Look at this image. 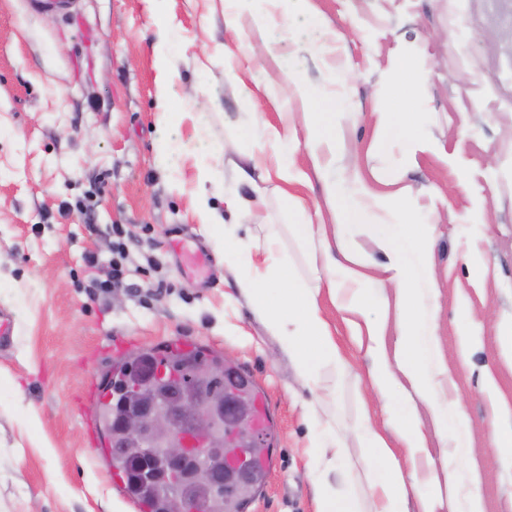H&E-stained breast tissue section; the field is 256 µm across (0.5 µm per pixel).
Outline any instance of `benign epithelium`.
<instances>
[{"mask_svg":"<svg viewBox=\"0 0 512 512\" xmlns=\"http://www.w3.org/2000/svg\"><path fill=\"white\" fill-rule=\"evenodd\" d=\"M184 395L171 403L145 402L139 412L125 417L123 434L144 447L145 468L165 462L161 487L181 486L202 480L209 458H224V472L208 476L210 493L222 496L229 487L238 490V499L245 501L256 488L250 477L254 461L268 455L269 444L264 430L257 423L258 409L249 385L231 376L224 389V444L213 435V420L205 410L206 392L183 384Z\"/></svg>","mask_w":512,"mask_h":512,"instance_id":"obj_1","label":"benign epithelium"}]
</instances>
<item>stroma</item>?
Listing matches in <instances>:
<instances>
[{
    "label": "stroma",
    "mask_w": 512,
    "mask_h": 512,
    "mask_svg": "<svg viewBox=\"0 0 512 512\" xmlns=\"http://www.w3.org/2000/svg\"><path fill=\"white\" fill-rule=\"evenodd\" d=\"M313 15L292 10L291 29L248 30L251 57L224 71L237 40L224 28V0H164L172 26L165 45L178 87L196 90L209 114L214 163L257 153L276 168L242 92L259 98L264 120L293 116L290 144L309 183L292 185L303 208L288 214L268 191L265 221L227 225L235 239L262 248L279 236L280 252L308 279V250L292 224H347L372 295L367 317L321 304L336 329L345 368H324L317 388L301 384L278 337L237 294L249 272L246 254L215 249L197 209L199 159L195 128L179 114L184 149L159 162L158 88L153 45L159 16L145 0H79L76 9H35L31 0H0V312L14 323L0 350V512H138L113 481L109 438L88 430L97 414L91 391L107 383L115 362L171 342L200 348L202 360L240 367L264 393L273 418L272 465L244 512H317V453L310 446L320 415L346 438L349 459L328 480L367 495L368 450L354 427L375 425L379 401L358 385L370 362L354 331L367 322L396 338L398 297L384 287L381 265L404 237L398 205L415 197L412 223L434 237L432 281L419 283L421 319L436 329L432 360L447 366L468 420V447L447 497L462 506L478 488L484 512H512V459L497 431L512 428V0H310ZM333 30L347 70L332 77L308 47ZM283 42L278 62L263 58L265 40ZM415 65V92L402 105L413 132L384 131L377 115L394 100L396 64ZM290 70L324 111L341 115L329 178L364 187L380 200L371 223H347L331 209L311 173L302 105L270 101L266 85ZM95 229H87L84 211ZM131 246L128 282L92 298L97 270L84 255L112 257V227ZM467 336L460 349L459 336Z\"/></svg>",
    "instance_id": "stroma-1"
}]
</instances>
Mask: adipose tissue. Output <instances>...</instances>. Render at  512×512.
I'll list each match as a JSON object with an SVG mask.
<instances>
[{
    "label": "adipose tissue",
    "instance_id": "ef3b65f1",
    "mask_svg": "<svg viewBox=\"0 0 512 512\" xmlns=\"http://www.w3.org/2000/svg\"><path fill=\"white\" fill-rule=\"evenodd\" d=\"M282 3L283 0H224V26L236 30L238 13L244 6L251 10L254 30L263 32L281 26L287 19ZM286 89L304 106L302 116L312 166L315 171H323L328 154L336 150V115L317 111L307 87L292 72L283 74L281 82L267 87L266 92L275 97ZM194 149L202 161L198 196L200 218L214 230L215 247L223 249L228 244L222 234L226 216L245 211L255 219L263 217L265 196L253 176L260 165L254 156H246L237 174L241 181L251 185L252 195L248 198L236 193L227 195L223 209L219 210L211 205L207 190L217 176L211 163L212 147L208 140L201 138ZM288 230L311 253V285H304L292 276L287 287L270 293L265 278L281 274L283 265L275 256L274 246L268 244L263 248L265 274L239 278L237 286L268 330L281 339L297 379L313 387L324 366L343 360L319 305L320 293H327L337 311L342 313H365L370 297L359 286L358 267L362 260L347 242L342 225L292 224ZM412 244L419 255L418 263H410L395 249L382 267L386 282L396 288L405 309L393 348H386L382 334L376 329L368 331L369 387L381 401L385 415L384 428L374 427L366 417L357 426L374 460L369 485L370 512H406L411 501L416 502L417 512H442L441 486L455 484L457 478L454 455L444 452L435 457L426 448L418 416L420 406H428L436 431L443 438L448 435L449 423L460 424L465 419L459 401L442 404L431 399L436 385L448 381L449 376L447 370L432 365L430 341L425 332L418 329L409 305L416 282L430 272L433 236L428 231L418 233Z\"/></svg>",
    "mask_w": 512,
    "mask_h": 512
}]
</instances>
